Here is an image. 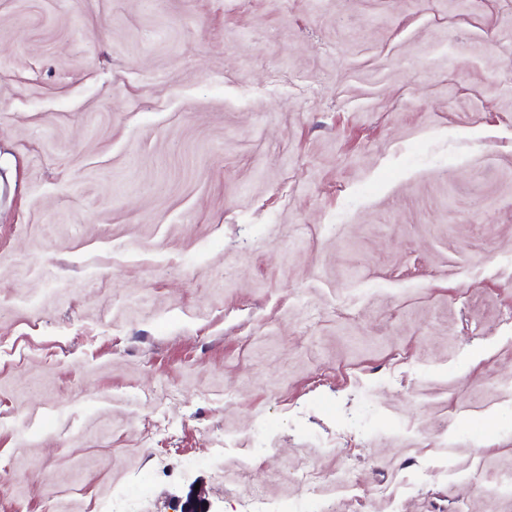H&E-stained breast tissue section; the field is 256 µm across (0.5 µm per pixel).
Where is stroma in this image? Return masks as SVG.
<instances>
[{"mask_svg": "<svg viewBox=\"0 0 512 512\" xmlns=\"http://www.w3.org/2000/svg\"><path fill=\"white\" fill-rule=\"evenodd\" d=\"M510 473L512 0H0V512Z\"/></svg>", "mask_w": 512, "mask_h": 512, "instance_id": "1", "label": "stroma"}]
</instances>
